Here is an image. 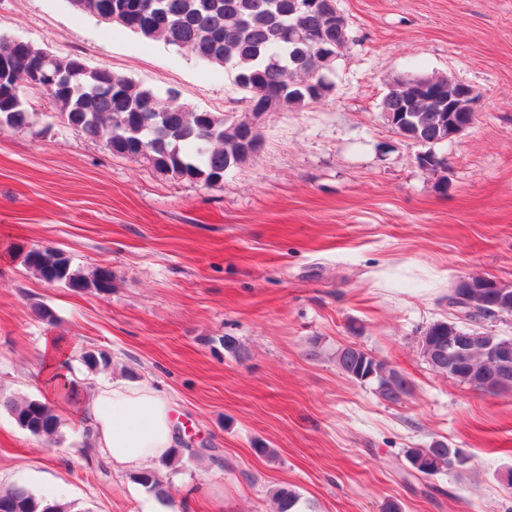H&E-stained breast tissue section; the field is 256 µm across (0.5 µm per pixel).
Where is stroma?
I'll list each match as a JSON object with an SVG mask.
<instances>
[{
	"instance_id": "35a3bbf8",
	"label": "stroma",
	"mask_w": 512,
	"mask_h": 512,
	"mask_svg": "<svg viewBox=\"0 0 512 512\" xmlns=\"http://www.w3.org/2000/svg\"><path fill=\"white\" fill-rule=\"evenodd\" d=\"M348 44L332 93L268 113L262 146L222 183L179 180L64 124L39 98L0 128V239L54 247L112 289L47 283L0 259V396H41L40 344L106 354L105 376L148 379L175 404L181 445L214 457L157 464L165 506L132 473H101L85 431L31 435L0 408V488L21 483L72 512H512V391L442 375L421 340L460 277L512 285V0H336ZM0 35L80 58L196 110L240 115L225 68L76 12L68 0H0ZM443 74L480 94L473 124L433 146L380 109L398 75ZM52 310L53 321L34 309ZM234 337L240 354L225 350ZM352 346L409 380L388 402L336 365ZM463 449V469L410 475L405 452ZM267 454H259V447Z\"/></svg>"
}]
</instances>
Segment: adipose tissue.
Returning <instances> with one entry per match:
<instances>
[{"instance_id":"1","label":"adipose tissue","mask_w":512,"mask_h":512,"mask_svg":"<svg viewBox=\"0 0 512 512\" xmlns=\"http://www.w3.org/2000/svg\"><path fill=\"white\" fill-rule=\"evenodd\" d=\"M73 352L69 339L45 338V400L60 404L71 424L90 427L96 448L117 470L141 471L165 460L176 445L171 398L146 380L102 381L86 390L66 369Z\"/></svg>"}]
</instances>
